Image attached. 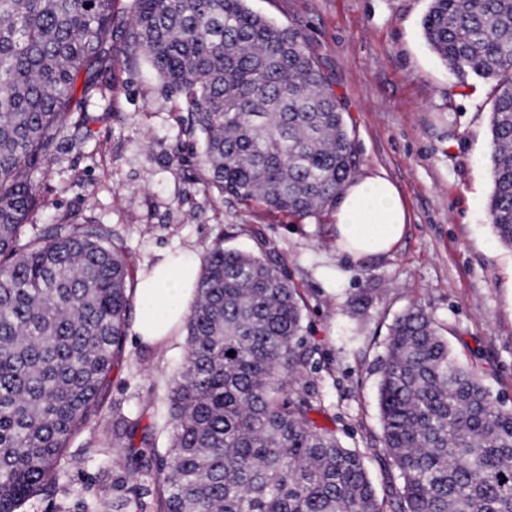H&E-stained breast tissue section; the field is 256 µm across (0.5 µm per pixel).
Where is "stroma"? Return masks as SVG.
<instances>
[{
    "label": "stroma",
    "mask_w": 512,
    "mask_h": 512,
    "mask_svg": "<svg viewBox=\"0 0 512 512\" xmlns=\"http://www.w3.org/2000/svg\"><path fill=\"white\" fill-rule=\"evenodd\" d=\"M247 5L302 34L344 112L356 176L378 174L397 187L408 224L394 248L352 262L336 251L334 207L298 219L220 196L202 181L201 159L174 157L182 102L119 41L102 73L111 95L88 106V130L73 132L35 174L40 204L25 233L86 219L111 225L137 274L168 255L205 256L219 241L254 252L265 237L306 304L315 354L301 381L326 408L317 421L364 455L380 490L386 476L371 450L381 434L375 363L390 325L411 306L434 318L457 358L512 408V250L497 243L488 211L495 86L460 83L429 48L422 21L430 0ZM186 351L182 335L159 347L128 337L111 398L141 412L143 424L159 422ZM111 429L107 414L79 435L54 499H36L35 512H79L90 484L104 500L118 488L132 496L154 486L151 474L113 470Z\"/></svg>",
    "instance_id": "stroma-1"
}]
</instances>
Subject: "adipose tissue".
Listing matches in <instances>:
<instances>
[{"instance_id":"1","label":"adipose tissue","mask_w":512,"mask_h":512,"mask_svg":"<svg viewBox=\"0 0 512 512\" xmlns=\"http://www.w3.org/2000/svg\"><path fill=\"white\" fill-rule=\"evenodd\" d=\"M335 219L336 247L354 261L391 251L408 222L396 187L378 175L361 176L342 187ZM200 268L197 257L184 255L139 277L132 324L137 340L162 345L179 334L195 299Z\"/></svg>"}]
</instances>
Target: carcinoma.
Masks as SVG:
<instances>
[{
	"mask_svg": "<svg viewBox=\"0 0 512 512\" xmlns=\"http://www.w3.org/2000/svg\"><path fill=\"white\" fill-rule=\"evenodd\" d=\"M115 2L0 0V512L54 495L125 348L134 280L111 226L23 238L34 173L111 89L100 78L112 40L142 52L185 105L179 159L201 139L204 179L220 193L305 218L336 202L357 164L298 32L246 0H130L124 22ZM423 30L448 67L496 81L489 215L511 249L512 0H431ZM195 288L161 420L168 445L112 406V467L152 474L157 490L92 496L82 512H512V409L424 309L394 320L376 367L380 461L399 481L380 497L364 456L317 425V393L293 389L313 350L284 265L218 242Z\"/></svg>",
	"mask_w": 512,
	"mask_h": 512,
	"instance_id": "carcinoma-1",
	"label": "carcinoma"
}]
</instances>
